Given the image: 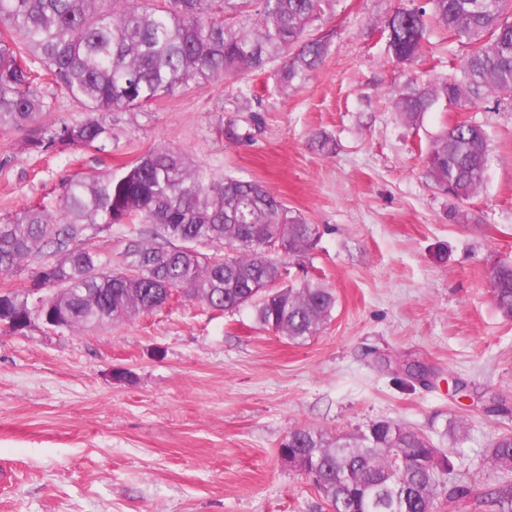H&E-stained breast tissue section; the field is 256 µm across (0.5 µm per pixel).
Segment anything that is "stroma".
<instances>
[{"instance_id":"obj_1","label":"stroma","mask_w":512,"mask_h":512,"mask_svg":"<svg viewBox=\"0 0 512 512\" xmlns=\"http://www.w3.org/2000/svg\"><path fill=\"white\" fill-rule=\"evenodd\" d=\"M408 4L338 0L308 30L326 52L296 89L269 77L256 99L252 76L189 87L119 113L108 153L36 156L23 131H0V216L168 145L214 179L261 182L314 224L308 269L336 295L326 328L302 344L260 327L252 307L186 299L81 333L0 334V512H329L282 442L298 426L334 437L378 420L452 460L435 512H488L481 488L512 482L489 458L512 433V321L490 287L492 268L512 261V105L489 94L401 120L393 86L451 75L464 53L435 29L434 57L393 63L385 22ZM465 119L486 129L489 158L461 201L425 156ZM230 123L239 140L225 137ZM412 360L428 382L402 371Z\"/></svg>"}]
</instances>
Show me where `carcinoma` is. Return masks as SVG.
I'll return each mask as SVG.
<instances>
[{
	"label": "carcinoma",
	"mask_w": 512,
	"mask_h": 512,
	"mask_svg": "<svg viewBox=\"0 0 512 512\" xmlns=\"http://www.w3.org/2000/svg\"><path fill=\"white\" fill-rule=\"evenodd\" d=\"M337 0H0V130L27 132L24 149L106 151L112 113L148 107L191 85L264 75L288 90L321 62L325 46L304 38ZM467 47L457 74L394 88L397 114L415 122L444 100L460 105L486 93L512 105V0H423L386 21L388 49L405 66L433 52L429 25ZM298 50L291 54L293 46ZM57 87L84 109L72 122L49 121L43 90ZM488 136L463 122L426 153L429 176L456 198L483 184ZM128 239L121 267L86 246L112 226ZM316 228L255 181L215 180L183 153L155 147L118 172L74 175L53 208L32 206L0 218V274L30 270V287L0 293V321L29 313V288H64L65 306L48 321L78 332L161 309L172 293L214 311L256 304L257 322L301 344L331 319L336 296L305 275L288 281L285 259L315 245ZM494 303L512 320V263L490 274ZM289 449L317 476L315 490L334 512H426L444 456L423 463L430 441L381 420L356 435L290 431ZM492 461L512 470V434L496 437ZM409 461L395 471L400 459ZM490 512H512V483L487 485Z\"/></svg>",
	"instance_id": "cac0c4a2"
}]
</instances>
